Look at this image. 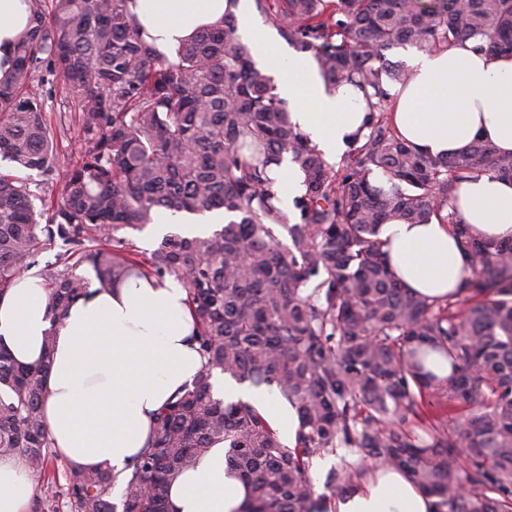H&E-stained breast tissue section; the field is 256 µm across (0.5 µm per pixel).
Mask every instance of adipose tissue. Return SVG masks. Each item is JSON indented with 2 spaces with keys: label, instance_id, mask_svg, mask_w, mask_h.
<instances>
[{
  "label": "adipose tissue",
  "instance_id": "1",
  "mask_svg": "<svg viewBox=\"0 0 512 512\" xmlns=\"http://www.w3.org/2000/svg\"><path fill=\"white\" fill-rule=\"evenodd\" d=\"M136 20L166 56L196 32L236 15L237 34L249 43L261 68L274 76L288 100L291 120L322 151L340 160L346 138L366 115L361 93L327 90L315 63L285 47L254 14L251 0H135ZM25 0H0V65L11 58L28 25ZM413 78L392 88L391 118L414 148L434 155L456 153L473 140L512 153V54H488L472 44L411 55ZM455 205L474 234L486 241L512 240V181L488 173L461 182ZM391 269L410 291L429 297L455 293L469 273L468 257L448 225L392 221L381 231ZM82 276L87 294L60 316L44 302L36 271L17 277L0 296V347L24 365L49 362L44 422L53 448L72 466L105 469L124 489L128 467L153 437L155 413L203 366L195 321L180 279L133 273L100 290L92 267ZM214 397L242 400L262 410L280 440L294 446L298 418L278 392L237 384L214 373ZM36 494L23 460L0 456V512H31ZM244 485L226 471L223 444L173 481L172 512H238ZM329 512H433V500L399 471L372 469L359 484L327 504Z\"/></svg>",
  "mask_w": 512,
  "mask_h": 512
}]
</instances>
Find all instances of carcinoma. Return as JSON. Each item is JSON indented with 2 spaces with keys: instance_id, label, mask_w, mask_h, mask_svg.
<instances>
[{
  "instance_id": "1",
  "label": "carcinoma",
  "mask_w": 512,
  "mask_h": 512,
  "mask_svg": "<svg viewBox=\"0 0 512 512\" xmlns=\"http://www.w3.org/2000/svg\"><path fill=\"white\" fill-rule=\"evenodd\" d=\"M133 0H27L29 22L0 75V161L56 185L34 210L29 183L0 171V295L60 245L61 271H41L54 314L139 269L175 276L187 290L205 359L197 377L156 414L121 501L116 475L51 468L42 418L47 364L22 365L0 349V455L24 458L34 512H169L176 474L216 440L250 489L242 512H313L310 459L336 448L360 454L328 475L340 496L369 466L406 473L434 512H512V241L473 234L451 205L458 183L512 179V154L482 140L434 157L400 138L387 82L412 73L387 58L402 46L476 41L512 52V0H255L327 85L359 88L368 115L333 169L292 125L237 35L232 13L171 59L150 43ZM61 81L80 138L60 169L43 87ZM288 157L303 176L295 220L275 205L271 167ZM231 220L208 237L163 239L142 260L125 237L158 210ZM451 228L470 274L446 299L411 293L390 269L383 224ZM448 359L451 375L427 369ZM276 388L296 411L295 445L254 405L210 391L212 371ZM420 427L425 436L415 432Z\"/></svg>"
}]
</instances>
